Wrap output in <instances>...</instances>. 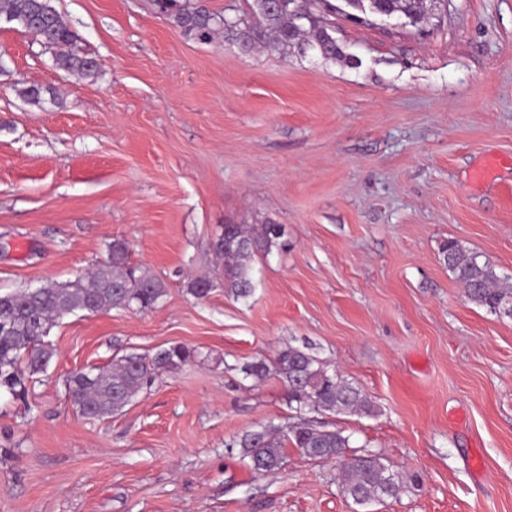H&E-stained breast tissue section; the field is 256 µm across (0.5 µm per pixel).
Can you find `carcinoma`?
Returning <instances> with one entry per match:
<instances>
[{"label":"carcinoma","mask_w":512,"mask_h":512,"mask_svg":"<svg viewBox=\"0 0 512 512\" xmlns=\"http://www.w3.org/2000/svg\"><path fill=\"white\" fill-rule=\"evenodd\" d=\"M444 0H376V13L403 17L411 25L428 21ZM161 13L186 34L207 43L222 32L224 39L248 53L267 47L284 54L295 51L306 57L311 53L324 60L341 59L356 66L333 35L332 17L336 5L330 0H253L249 10L230 15L215 13L203 0H157ZM15 22L25 31L37 34L38 41L53 51L56 66L68 74L94 76L99 66L79 52L78 35L65 23L52 0H0V20ZM282 235L278 224L245 227L224 225V236L213 248L224 289L241 298L253 292L251 261L267 255ZM448 269L466 289L468 300L488 311L512 315V285L501 283L480 255L468 251L456 239L442 247ZM129 246L115 240L107 259L90 271L66 282H50L40 288L0 293V389L14 398L28 393L26 382L47 372L54 357L46 341L53 326L67 313H92L129 306L149 311L165 295V284L128 263ZM214 288L208 276L194 278L189 292L198 299ZM195 350L173 345L152 356L126 353L105 367H93L73 373L66 379V391L76 411L84 418L103 421L122 411L139 395L153 374L160 369L177 370L196 358ZM275 373L288 385V399L297 411L345 413L369 416L373 404L361 390L316 357L293 347L281 350L268 363L258 359L245 367L246 376L255 382ZM311 459L338 460L343 467V492L359 507L377 498L396 497L417 477L409 476L369 452L346 458L350 438L338 430H320L296 426L285 432L281 427L264 425L230 443L239 449L258 471L282 467L287 441Z\"/></svg>","instance_id":"carcinoma-1"}]
</instances>
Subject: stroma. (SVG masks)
I'll return each mask as SVG.
<instances>
[{"instance_id":"35a3bbf8","label":"stroma","mask_w":512,"mask_h":512,"mask_svg":"<svg viewBox=\"0 0 512 512\" xmlns=\"http://www.w3.org/2000/svg\"><path fill=\"white\" fill-rule=\"evenodd\" d=\"M53 4L99 71L55 69L0 20V293L75 279L116 239L167 293L52 328L48 372L0 397V512H357L335 463L289 445L255 472L228 449L301 423L419 477L380 512H512V318L441 253L460 240L512 283V0H448L420 29L337 16L356 68L199 42L155 0ZM228 224L285 234L251 297L195 298ZM176 344L197 359L122 412L72 406L73 372ZM288 347L376 415L300 414L280 376L245 377Z\"/></svg>"}]
</instances>
